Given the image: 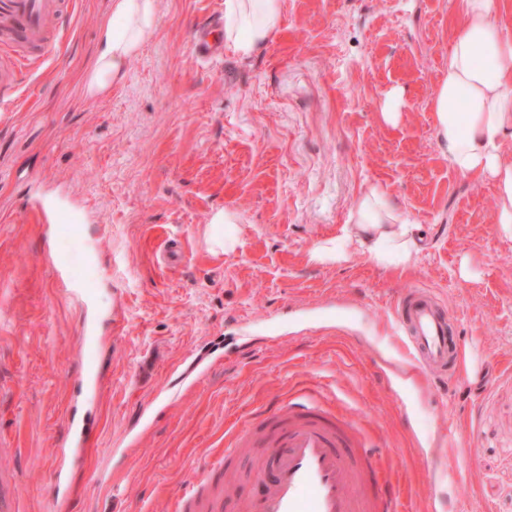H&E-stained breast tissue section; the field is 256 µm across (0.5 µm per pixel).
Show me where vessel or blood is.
Returning <instances> with one entry per match:
<instances>
[{"label":"vessel or blood","mask_w":512,"mask_h":512,"mask_svg":"<svg viewBox=\"0 0 512 512\" xmlns=\"http://www.w3.org/2000/svg\"><path fill=\"white\" fill-rule=\"evenodd\" d=\"M63 6V0H0V88L13 87L16 69L57 51L58 36L47 21ZM30 208L39 223L54 229L64 214L55 198L32 200ZM54 269L71 295L92 303L94 288L75 278L68 264L55 263ZM395 314L418 354L421 374L431 378L453 350L446 314L422 290L402 297ZM262 424L268 429V461L254 475L261 492L248 499L246 512H396L377 461L367 451H352V437L317 412L310 400L294 403L284 418L268 413ZM209 478L207 472H194L173 512H223L222 495L206 491Z\"/></svg>","instance_id":"1"}]
</instances>
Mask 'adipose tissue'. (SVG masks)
Instances as JSON below:
<instances>
[{"label":"adipose tissue","mask_w":512,"mask_h":512,"mask_svg":"<svg viewBox=\"0 0 512 512\" xmlns=\"http://www.w3.org/2000/svg\"><path fill=\"white\" fill-rule=\"evenodd\" d=\"M158 0H109L94 53L83 78L95 95L119 81L125 66L152 40ZM280 0H224V43L249 57L279 30ZM437 135L457 172L491 180L497 191L499 230L512 237V27L499 18L498 0H462L448 49V74L430 99ZM418 227L407 223L377 187L359 197L351 224L317 243L311 261L336 264L363 254L379 266L406 269L418 252Z\"/></svg>","instance_id":"ef3b65f1"}]
</instances>
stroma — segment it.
Returning a JSON list of instances; mask_svg holds the SVG:
<instances>
[{"instance_id":"obj_1","label":"stroma","mask_w":512,"mask_h":512,"mask_svg":"<svg viewBox=\"0 0 512 512\" xmlns=\"http://www.w3.org/2000/svg\"><path fill=\"white\" fill-rule=\"evenodd\" d=\"M279 31L250 57L192 51L224 0H159L154 39L121 82L87 96L108 0L53 22L57 55L22 69L0 106V464L18 512L52 493L72 414L95 424L71 463L69 512H171L191 469L214 462L224 512L257 490L260 443L218 456L257 412L314 388L386 459L400 512H512V238L490 180L448 163L429 107L462 0H280ZM370 185L420 225L407 269L356 255L312 263ZM64 196L77 222L47 236L24 203ZM230 209L236 252L208 227ZM177 240L183 259L157 255ZM97 286L100 389L79 383L85 311L56 280ZM449 314L456 356L441 380L388 379L387 325L411 288Z\"/></svg>"}]
</instances>
